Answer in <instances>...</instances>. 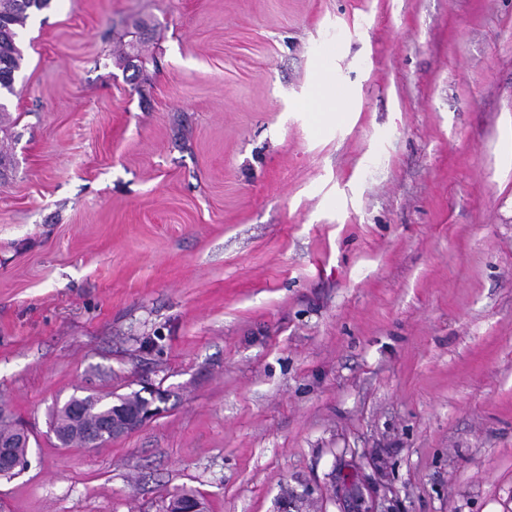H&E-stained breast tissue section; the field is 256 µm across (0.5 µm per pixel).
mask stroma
I'll list each match as a JSON object with an SVG mask.
<instances>
[{"label":"stroma","instance_id":"35a3bbf8","mask_svg":"<svg viewBox=\"0 0 512 512\" xmlns=\"http://www.w3.org/2000/svg\"><path fill=\"white\" fill-rule=\"evenodd\" d=\"M19 46L5 512H512V0H52ZM143 380L144 427L59 445ZM316 88L313 93V104L314 106H318L321 109V114L323 117L326 116H335L338 112L341 111V106L339 100L336 98V95L331 93V90L328 88V80L326 77H319L316 83ZM141 394L149 395L153 401L149 403V398L141 396L139 391H133L129 394L113 395L112 393L105 395L89 394L84 397L72 396L62 406H58L52 414V428L66 439V445H78L80 447H89L85 438L79 434L69 430L68 413L72 404H81L84 406L85 420L93 423L100 417L112 411V397L119 402L123 408L133 406L144 407L139 413L129 412L123 409L112 411V416L101 421L97 428L86 431L85 435L90 446H98L114 438L134 432L149 421H151L160 411L161 404H165L167 395L164 390L152 384H144L140 389ZM56 438L62 441L60 435L53 431ZM2 437L5 440L12 441V448H4L0 442L1 450L5 451L2 452L3 455L0 454V467L6 465L12 457L24 458L27 456L29 448L25 447L26 440L22 441L21 436L15 433V424L12 423L11 418L7 421L0 419V439ZM27 465V457L21 460L11 461L7 472L10 474L11 478H14L21 474L26 469Z\"/></svg>","mask_w":512,"mask_h":512}]
</instances>
